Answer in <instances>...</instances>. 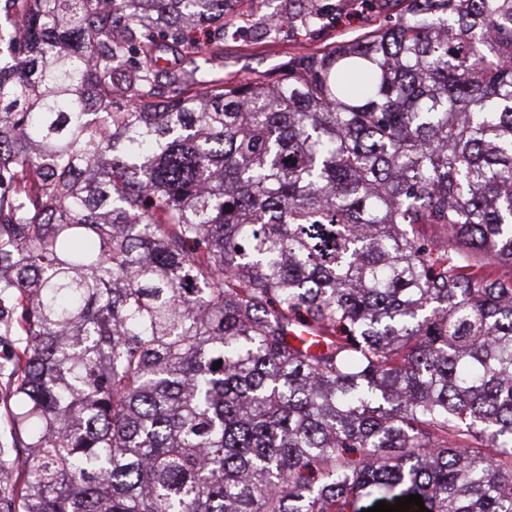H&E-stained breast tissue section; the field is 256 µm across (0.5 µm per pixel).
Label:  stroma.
<instances>
[{
	"label": "stroma",
	"mask_w": 512,
	"mask_h": 512,
	"mask_svg": "<svg viewBox=\"0 0 512 512\" xmlns=\"http://www.w3.org/2000/svg\"><path fill=\"white\" fill-rule=\"evenodd\" d=\"M336 6L334 22L322 37L309 38L304 31L286 29L267 32L263 20L279 6L278 0H243L244 16L236 36L225 38L222 45L223 76L226 82L237 83L262 75L276 79L286 74L294 55L315 51L318 47L352 39L365 28L367 17L374 15L373 0H332ZM14 345L10 336H0V448L12 446L7 424L8 409L16 408L13 380L6 366Z\"/></svg>",
	"instance_id": "stroma-1"
}]
</instances>
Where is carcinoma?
<instances>
[{
	"mask_svg": "<svg viewBox=\"0 0 512 512\" xmlns=\"http://www.w3.org/2000/svg\"><path fill=\"white\" fill-rule=\"evenodd\" d=\"M395 2L0 0V512H512V0ZM336 5L334 22L322 37L311 39L304 30L285 28L267 34L263 19L279 7L277 0H244L238 22L240 31L224 38L222 56L224 82L237 83L263 75L280 78L287 73L288 60L294 55L315 51L318 47L352 39L365 28L366 17L375 14V1L331 0ZM14 336H0V448H12V436L7 424V408L17 407V397L13 394V378L9 375L7 358L14 345ZM4 367V368H3Z\"/></svg>",
	"mask_w": 512,
	"mask_h": 512,
	"instance_id": "1",
	"label": "carcinoma"
}]
</instances>
